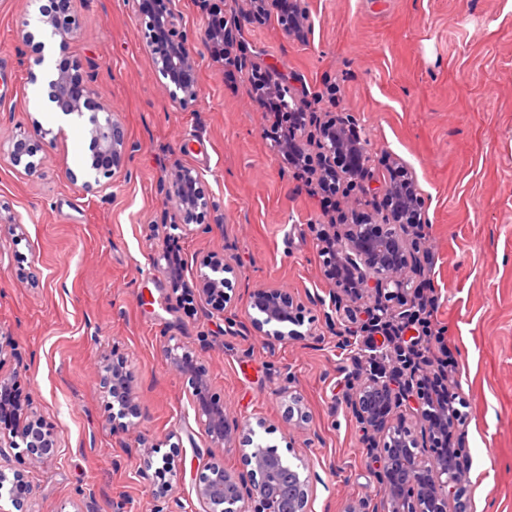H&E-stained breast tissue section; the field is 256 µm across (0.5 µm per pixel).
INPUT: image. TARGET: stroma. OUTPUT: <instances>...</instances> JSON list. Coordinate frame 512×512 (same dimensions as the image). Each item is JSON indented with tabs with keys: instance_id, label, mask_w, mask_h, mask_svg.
I'll return each mask as SVG.
<instances>
[{
	"instance_id": "obj_1",
	"label": "stroma",
	"mask_w": 512,
	"mask_h": 512,
	"mask_svg": "<svg viewBox=\"0 0 512 512\" xmlns=\"http://www.w3.org/2000/svg\"><path fill=\"white\" fill-rule=\"evenodd\" d=\"M80 28L63 57L80 62L95 99L112 109L134 146L110 186L83 192L72 178L89 159L83 126L44 147L33 173L0 157V339L19 359L0 362L22 398L58 437L41 464L12 454L37 512H203L195 496L200 465L242 471L237 446L216 451L187 397L188 377L163 348L183 344L202 363L211 396L232 422L264 419L272 441L290 435L315 474L308 512H385L365 459L402 428L432 462L433 441L400 405L377 428H363L345 399L365 337L327 314L351 303L330 278L321 252L333 212L315 181L271 148L244 72L224 83L203 32L201 0H175L197 64L190 106L164 91L132 0H74ZM310 28L283 33L277 15L254 21L244 0L234 46L294 83L317 114L353 118L371 155L367 192L352 195L373 212V189L399 159L411 167L430 224L417 270L430 280L442 337L457 358L450 382L468 406L455 438L470 462L464 491L471 512H512V0H308ZM27 0H0V141L20 126L51 121L35 102L39 67L21 39ZM204 180L212 201L203 223L180 234L178 258L193 278L198 257H234V303L223 314L186 306L153 268L150 225L164 211L163 183L174 166ZM278 290L302 306L309 333L270 341L251 326L254 294ZM340 333V334H341ZM131 371L136 397L127 421L112 422L98 379ZM299 392L308 419L287 418L281 389ZM176 452L175 497L153 498L146 446Z\"/></svg>"
}]
</instances>
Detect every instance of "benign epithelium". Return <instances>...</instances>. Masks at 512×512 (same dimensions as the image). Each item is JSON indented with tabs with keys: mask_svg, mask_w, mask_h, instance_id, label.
Wrapping results in <instances>:
<instances>
[{
	"mask_svg": "<svg viewBox=\"0 0 512 512\" xmlns=\"http://www.w3.org/2000/svg\"><path fill=\"white\" fill-rule=\"evenodd\" d=\"M252 17L256 20L279 10L280 0H247ZM143 25V37L153 56L155 67L160 75L169 80L166 84L171 98L181 106L196 101L198 83L196 61L189 48L187 36L181 30L179 20L171 8V0H133ZM294 5V19L280 21L283 31L295 36L308 28L309 12L306 0H290ZM30 22H24L22 41L34 51V61L44 60L45 43L35 40V32L27 29ZM35 25L50 31L59 38L60 51H65L74 38L80 25L76 13L64 9L49 11L38 7ZM204 37L214 56L224 57V31L207 25ZM49 101L66 116H75L87 124L90 136V161L86 179L81 189L92 192L110 185L116 171L123 168L130 153V145L125 137L121 122L103 104L94 101V93L88 80L80 71L78 63H60L48 83ZM283 97L285 107L299 111L304 120L292 127L286 137L272 135L276 151L288 156V161L309 170L322 184L334 180L335 188H358L368 175L370 156L366 141L352 119L334 114L319 119L315 113L305 111L301 97L291 87L273 84ZM63 129L53 131L34 121L29 127H21L8 140L5 150L14 166H23L30 173L41 169L43 157L39 156L47 136L57 138ZM380 208L375 211L376 221L392 224L387 232L373 234L370 224H349L347 219L339 223L337 247L333 248L327 263L341 267L344 275L353 280L356 286L355 297L369 300L364 314L370 318L368 327L377 331L385 330L395 320H409L416 315L418 308L417 288L413 285L412 272L408 268L397 270L387 264L393 252L410 253L417 249V242L410 237L409 225L424 224V199L419 192L414 171L403 162H396L389 173V179L379 187ZM169 221L153 224L150 236L167 240L170 231L189 230L188 225L179 222V216L192 213L204 214L212 202L204 181L200 176L182 166L174 167L169 176V188L165 193ZM154 265L158 272L173 285L190 290L200 303L211 307L214 312L224 314V309L232 304V279L237 277V261L223 254L208 253L198 261V270L193 282L183 280V269L179 263L170 261L168 253L161 252ZM251 308L255 315L250 317L253 329L271 340L284 341L303 335L300 315L301 306L293 298L276 290L262 291L254 295ZM180 346H166L165 357L178 370L189 375L190 398L198 411L199 420L206 434L217 448L235 447L236 433L247 430L246 445L241 448L248 470L232 473L217 462L206 466L196 484V495L204 505L205 512H246L245 502L254 496L260 498L262 512H279L274 494L262 495L257 490L261 472L269 461H276L296 472L299 484V499L295 512H307L311 491L310 478L303 476L301 465L296 463L300 456L290 460L279 453V445L268 440L269 429L264 421L256 424L250 421L232 425L224 415V408L215 405L208 397V383L204 368L198 365L188 353H178ZM416 375L401 384L393 379L375 375L362 382L357 399L350 402L357 418L364 427H375L377 422L368 411L369 403L378 395L395 406L403 401L412 404L419 420L429 429H434V421L439 418L455 428L453 405L443 407L431 405L412 393ZM99 386L105 399L109 419L123 418L129 414L135 397L132 376L128 373L107 370L99 377ZM282 397L288 402V413L297 421L306 420L307 415L301 396L295 391H285ZM58 439L46 427L43 420L25 402L7 401L0 396V501H10L15 512H28L25 500L32 494L27 476L6 466L11 452L22 450L39 464L57 451ZM386 447L395 449L393 453L377 454L374 449L366 450V459L373 469L379 487L388 493L391 512H448V502L457 501L462 495V483L456 459H448L435 466L432 472L433 484L423 486L417 482L424 461L413 451L415 442L404 434L400 437L390 434ZM154 447L147 448V467L154 469L152 474V495L160 499L175 493L174 480L177 476L175 455L164 454L161 465L153 467ZM399 466L407 474L413 489V499H400L390 493L387 471Z\"/></svg>",
	"mask_w": 512,
	"mask_h": 512,
	"instance_id": "7a95c632",
	"label": "benign epithelium"
}]
</instances>
